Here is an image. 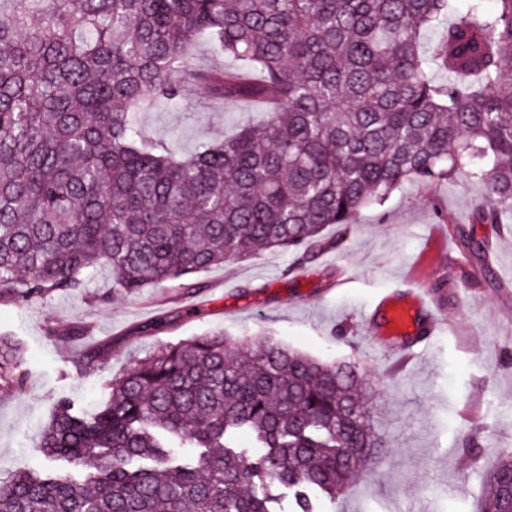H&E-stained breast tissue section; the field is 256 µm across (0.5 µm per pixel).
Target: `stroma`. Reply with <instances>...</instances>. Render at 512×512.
I'll return each mask as SVG.
<instances>
[{
    "mask_svg": "<svg viewBox=\"0 0 512 512\" xmlns=\"http://www.w3.org/2000/svg\"><path fill=\"white\" fill-rule=\"evenodd\" d=\"M262 119L255 103L201 90L189 108L161 104L138 117L146 136L187 150ZM475 208L465 179L406 183L384 208L354 216L340 250L303 264L258 252L201 273L205 290L190 296L126 294L102 268L86 288L0 303V338L21 351L13 386L0 390V477L44 467L38 442L58 404L93 413L132 359L218 331L251 342L265 331L320 361L356 362L381 397L390 448L356 476L338 512H478L483 473L512 448V221L475 222ZM408 287L430 289L439 332L396 370L375 341L378 326L362 315ZM73 325L83 334L69 343L50 335ZM93 347L99 359L83 370Z\"/></svg>",
    "mask_w": 512,
    "mask_h": 512,
    "instance_id": "1",
    "label": "stroma"
}]
</instances>
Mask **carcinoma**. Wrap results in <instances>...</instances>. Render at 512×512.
Returning a JSON list of instances; mask_svg holds the SVG:
<instances>
[{"mask_svg": "<svg viewBox=\"0 0 512 512\" xmlns=\"http://www.w3.org/2000/svg\"><path fill=\"white\" fill-rule=\"evenodd\" d=\"M0 0V298L81 288H203L196 275L260 250L307 262L400 185L464 176L476 218L512 214V0ZM201 40L232 70L192 72ZM257 100L263 122L188 153L144 138L138 112L191 86ZM17 345L0 339V384ZM106 406L62 402L49 459L82 482L0 478V512H329L387 453L378 394L350 361L221 333L160 346L112 380ZM242 431L256 451H234ZM200 449L177 463L175 443ZM512 508V450L481 512Z\"/></svg>", "mask_w": 512, "mask_h": 512, "instance_id": "carcinoma-1", "label": "carcinoma"}]
</instances>
